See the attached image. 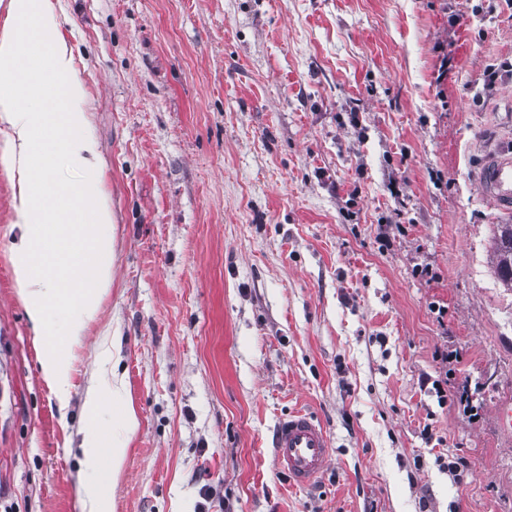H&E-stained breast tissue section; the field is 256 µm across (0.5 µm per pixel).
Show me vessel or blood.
Wrapping results in <instances>:
<instances>
[{"label":"vessel or blood","mask_w":512,"mask_h":512,"mask_svg":"<svg viewBox=\"0 0 512 512\" xmlns=\"http://www.w3.org/2000/svg\"><path fill=\"white\" fill-rule=\"evenodd\" d=\"M481 191L499 211L512 213V152L489 154L478 176ZM279 471L295 487H309L325 472L330 455L327 432L310 413L298 410L273 431Z\"/></svg>","instance_id":"obj_1"}]
</instances>
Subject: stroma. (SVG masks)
<instances>
[{"instance_id": "1", "label": "stroma", "mask_w": 512, "mask_h": 512, "mask_svg": "<svg viewBox=\"0 0 512 512\" xmlns=\"http://www.w3.org/2000/svg\"><path fill=\"white\" fill-rule=\"evenodd\" d=\"M112 204V292L67 412L10 253L0 512H82L83 401L118 342L139 417L111 512H512V287L478 185L512 151V0H55ZM327 429L278 473V421ZM465 459L453 474L449 464ZM272 445L278 470L293 487H310L323 476L330 455L328 436L310 413L298 410L280 420Z\"/></svg>"}]
</instances>
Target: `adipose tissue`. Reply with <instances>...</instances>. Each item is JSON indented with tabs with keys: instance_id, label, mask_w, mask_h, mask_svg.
Returning a JSON list of instances; mask_svg holds the SVG:
<instances>
[{
	"instance_id": "adipose-tissue-1",
	"label": "adipose tissue",
	"mask_w": 512,
	"mask_h": 512,
	"mask_svg": "<svg viewBox=\"0 0 512 512\" xmlns=\"http://www.w3.org/2000/svg\"><path fill=\"white\" fill-rule=\"evenodd\" d=\"M54 0H8L0 22V133L17 174L12 249L15 285L42 353V375L59 408H67L74 349L112 289V215L97 175V154L80 106L85 87L73 51L58 31ZM82 171L78 188L58 189L54 164ZM121 377L101 372L87 388L84 414L96 420L113 404L109 433L83 442L89 475L79 494L85 512H107L101 487L117 479L138 428L123 405Z\"/></svg>"
}]
</instances>
